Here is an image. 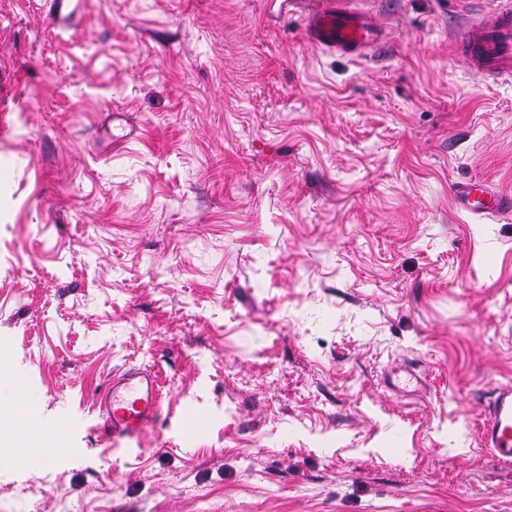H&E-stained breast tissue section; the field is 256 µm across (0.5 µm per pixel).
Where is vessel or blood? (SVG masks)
Instances as JSON below:
<instances>
[{"label": "vessel or blood", "instance_id": "1", "mask_svg": "<svg viewBox=\"0 0 512 512\" xmlns=\"http://www.w3.org/2000/svg\"><path fill=\"white\" fill-rule=\"evenodd\" d=\"M84 0H43L42 17L55 32L73 30L84 18ZM312 44L323 51L361 57L373 54L387 39L370 11L352 7L349 0H326L306 27ZM463 68L495 82H512V0H492V7L478 14L462 30L457 42ZM455 206L480 219L499 216L506 199L482 179L454 190ZM99 436L114 447L132 449L163 414L164 398L154 374L139 368L113 378L98 399ZM480 445L498 461L512 463V383L499 384Z\"/></svg>", "mask_w": 512, "mask_h": 512}]
</instances>
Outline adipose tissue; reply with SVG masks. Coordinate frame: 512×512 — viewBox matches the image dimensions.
<instances>
[{"mask_svg": "<svg viewBox=\"0 0 512 512\" xmlns=\"http://www.w3.org/2000/svg\"><path fill=\"white\" fill-rule=\"evenodd\" d=\"M9 423L8 433L0 438V465L27 464L34 461L36 449L62 448L60 429H48L31 414V402L21 384L9 394H0V420Z\"/></svg>", "mask_w": 512, "mask_h": 512, "instance_id": "adipose-tissue-1", "label": "adipose tissue"}]
</instances>
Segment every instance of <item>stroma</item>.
I'll return each mask as SVG.
<instances>
[{"label": "stroma", "mask_w": 512, "mask_h": 512, "mask_svg": "<svg viewBox=\"0 0 512 512\" xmlns=\"http://www.w3.org/2000/svg\"><path fill=\"white\" fill-rule=\"evenodd\" d=\"M87 0L76 34L0 0V362L68 450L0 466V512H512L479 445L512 381V84L457 67L477 0ZM397 365L423 379L387 389ZM165 413L108 450L97 401ZM307 24V36L323 51L347 56L372 55L387 33L372 13L351 7L348 0H327ZM454 201L458 210L479 219L499 216L506 207V198L493 191L482 179L470 181L454 189ZM99 436L112 440L116 449L134 451L145 432L163 414L164 398L157 377L140 368H130L113 377L98 399ZM124 447V448H120Z\"/></svg>", "instance_id": "stroma-1"}]
</instances>
